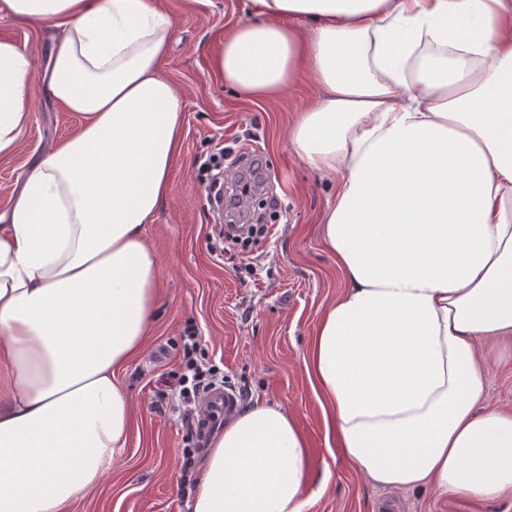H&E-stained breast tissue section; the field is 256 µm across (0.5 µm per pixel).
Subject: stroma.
I'll list each match as a JSON object with an SVG mask.
<instances>
[{
    "label": "stroma",
    "mask_w": 512,
    "mask_h": 512,
    "mask_svg": "<svg viewBox=\"0 0 512 512\" xmlns=\"http://www.w3.org/2000/svg\"><path fill=\"white\" fill-rule=\"evenodd\" d=\"M174 31L159 73L184 109L183 150L171 167L169 195L145 227L159 258L155 317L144 349L115 373L133 403L128 440L99 486L65 512H191L193 487L180 483L185 448L212 440L182 422L170 380L182 360V336L195 329L197 357L223 372L239 404L254 400L291 413L306 434L312 478L308 512H512V496L491 502L382 489L329 446L322 409L304 370L311 333L344 280L321 241L323 215L336 186L291 150L288 130L317 91L300 79L275 97L251 100L225 88L212 67L224 34L250 19L249 0H158ZM50 25L0 19V39L15 41L35 61L48 53ZM30 83L32 119L16 152L0 159V211L21 188L32 150H49L73 134L79 117ZM252 142L264 177L251 215L268 231L244 244L221 243L225 216L207 196L200 155L216 144ZM486 403L512 411V349L488 353ZM329 480H322L324 469Z\"/></svg>",
    "instance_id": "1"
}]
</instances>
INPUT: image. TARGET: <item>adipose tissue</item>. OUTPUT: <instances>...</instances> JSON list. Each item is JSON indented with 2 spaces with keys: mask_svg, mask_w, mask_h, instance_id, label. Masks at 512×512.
Returning <instances> with one entry per match:
<instances>
[{
  "mask_svg": "<svg viewBox=\"0 0 512 512\" xmlns=\"http://www.w3.org/2000/svg\"><path fill=\"white\" fill-rule=\"evenodd\" d=\"M213 65L269 98L312 74L288 142L336 194L321 227L345 289L304 368L328 432L376 485L512 495V412L483 408L485 349L512 343V0H252ZM60 28L44 96L81 120L0 212V512H60L124 448L116 369L143 348L157 264L144 230L182 152L158 73L156 0H0ZM30 55L0 39V157L30 121ZM308 440L244 407L208 450L191 512H307Z\"/></svg>",
  "mask_w": 512,
  "mask_h": 512,
  "instance_id": "adipose-tissue-1",
  "label": "adipose tissue"
}]
</instances>
